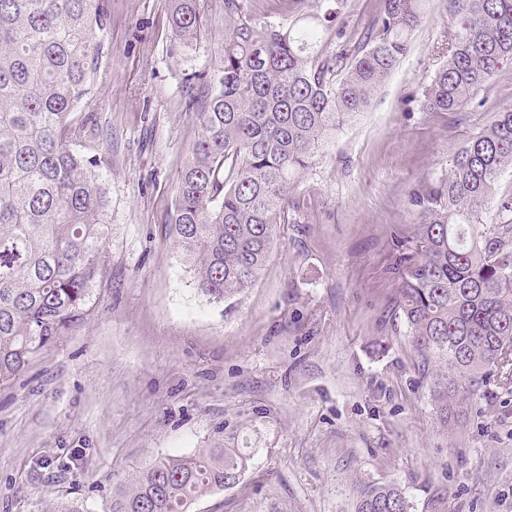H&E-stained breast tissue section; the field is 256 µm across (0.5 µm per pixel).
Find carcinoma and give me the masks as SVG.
Masks as SVG:
<instances>
[{
	"label": "carcinoma",
	"instance_id": "obj_1",
	"mask_svg": "<svg viewBox=\"0 0 512 512\" xmlns=\"http://www.w3.org/2000/svg\"><path fill=\"white\" fill-rule=\"evenodd\" d=\"M349 0H279L275 11L223 0V63L193 73L200 136L176 186L175 242L213 302L257 281L291 180L324 138L367 111L411 48L424 0H378L357 46L336 50ZM460 28L424 91L429 112L457 113L512 60V0H453ZM102 0H0V382L23 372L79 319L109 280L106 187L97 158L77 150L94 129L73 117L89 93ZM206 18L203 0H174L182 41ZM512 169V107L450 160L448 176L414 193L418 222L396 240L398 315L439 425L463 427L488 379L512 384V221H485ZM250 457L207 448L150 463L112 512H189L237 484ZM395 485H371L356 512H409Z\"/></svg>",
	"mask_w": 512,
	"mask_h": 512
}]
</instances>
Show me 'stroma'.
I'll return each mask as SVG.
<instances>
[{
	"label": "stroma",
	"instance_id": "obj_1",
	"mask_svg": "<svg viewBox=\"0 0 512 512\" xmlns=\"http://www.w3.org/2000/svg\"><path fill=\"white\" fill-rule=\"evenodd\" d=\"M102 52L76 110L96 136L112 225L111 277L80 319L0 383V512H111L150 462L246 449L239 482L191 512H356L394 484L411 512H512V385L492 380L462 436L443 433L395 317L393 242L414 191L512 106V63L456 114L423 91L461 17L426 0L411 49L367 112L332 133L291 185L288 222L256 283L215 303L196 288L170 222L199 135L185 78L216 70L222 0L184 43L172 0H107Z\"/></svg>",
	"mask_w": 512,
	"mask_h": 512
}]
</instances>
